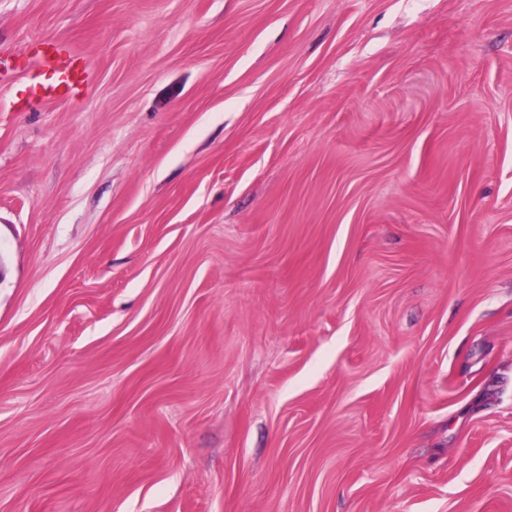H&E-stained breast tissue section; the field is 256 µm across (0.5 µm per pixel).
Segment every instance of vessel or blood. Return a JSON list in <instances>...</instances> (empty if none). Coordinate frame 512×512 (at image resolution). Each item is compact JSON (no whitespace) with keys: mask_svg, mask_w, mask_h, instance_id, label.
Instances as JSON below:
<instances>
[{"mask_svg":"<svg viewBox=\"0 0 512 512\" xmlns=\"http://www.w3.org/2000/svg\"><path fill=\"white\" fill-rule=\"evenodd\" d=\"M29 54L37 71L31 84V98L66 99L78 92L87 80L85 64L62 42H37L30 46Z\"/></svg>","mask_w":512,"mask_h":512,"instance_id":"obj_1","label":"vessel or blood"}]
</instances>
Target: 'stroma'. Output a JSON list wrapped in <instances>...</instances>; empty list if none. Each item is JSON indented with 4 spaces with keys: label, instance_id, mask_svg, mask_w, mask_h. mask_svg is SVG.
<instances>
[{
    "label": "stroma",
    "instance_id": "stroma-1",
    "mask_svg": "<svg viewBox=\"0 0 512 512\" xmlns=\"http://www.w3.org/2000/svg\"><path fill=\"white\" fill-rule=\"evenodd\" d=\"M91 79L25 96L28 46ZM0 512H512V0H0Z\"/></svg>",
    "mask_w": 512,
    "mask_h": 512
}]
</instances>
